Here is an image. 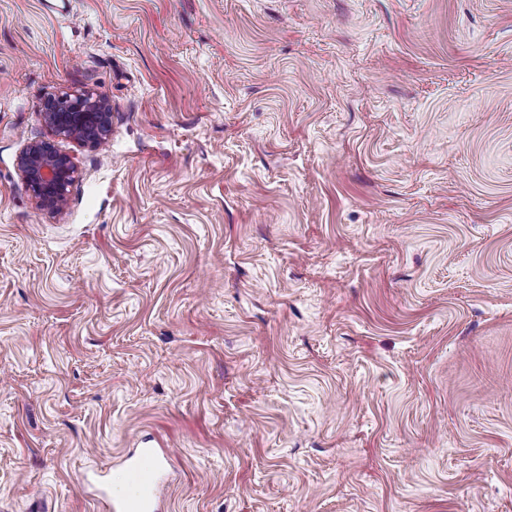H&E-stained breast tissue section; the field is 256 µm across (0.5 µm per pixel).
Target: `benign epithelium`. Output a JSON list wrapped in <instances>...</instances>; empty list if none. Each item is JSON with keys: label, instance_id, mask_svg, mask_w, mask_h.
<instances>
[{"label": "benign epithelium", "instance_id": "1", "mask_svg": "<svg viewBox=\"0 0 512 512\" xmlns=\"http://www.w3.org/2000/svg\"><path fill=\"white\" fill-rule=\"evenodd\" d=\"M38 112L53 134L94 148L106 143L111 130V103L90 91L48 97ZM17 168L38 208L50 213L67 208L78 169L52 141L28 142L17 157Z\"/></svg>", "mask_w": 512, "mask_h": 512}]
</instances>
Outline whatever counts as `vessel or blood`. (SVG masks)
I'll return each mask as SVG.
<instances>
[{
	"instance_id": "1",
	"label": "vessel or blood",
	"mask_w": 512,
	"mask_h": 512,
	"mask_svg": "<svg viewBox=\"0 0 512 512\" xmlns=\"http://www.w3.org/2000/svg\"><path fill=\"white\" fill-rule=\"evenodd\" d=\"M166 466L165 456L155 448L138 449L124 468L122 483L105 490L112 512H160L159 490Z\"/></svg>"
}]
</instances>
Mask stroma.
Segmentation results:
<instances>
[{"mask_svg": "<svg viewBox=\"0 0 512 512\" xmlns=\"http://www.w3.org/2000/svg\"><path fill=\"white\" fill-rule=\"evenodd\" d=\"M145 438L167 512H512V0H0V512ZM38 112L54 135L94 148L106 143L111 130V103L90 91L48 97ZM18 171L38 208L63 212L69 203V187L78 169L67 154L46 139L28 142L17 157Z\"/></svg>", "mask_w": 512, "mask_h": 512, "instance_id": "35a3bbf8", "label": "stroma"}]
</instances>
